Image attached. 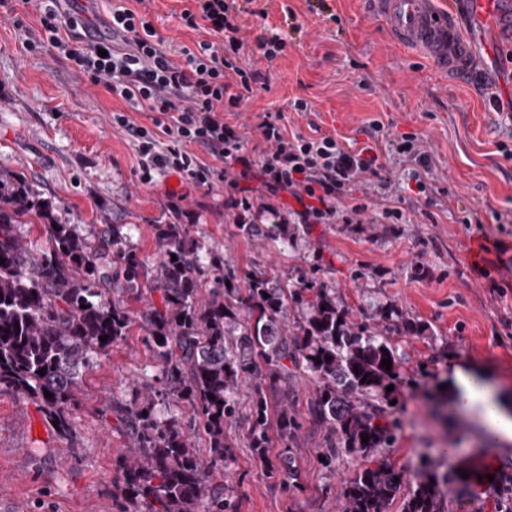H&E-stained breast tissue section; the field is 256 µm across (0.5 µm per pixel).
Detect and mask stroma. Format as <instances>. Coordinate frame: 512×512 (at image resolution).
Returning a JSON list of instances; mask_svg holds the SVG:
<instances>
[{
	"label": "stroma",
	"mask_w": 512,
	"mask_h": 512,
	"mask_svg": "<svg viewBox=\"0 0 512 512\" xmlns=\"http://www.w3.org/2000/svg\"><path fill=\"white\" fill-rule=\"evenodd\" d=\"M190 0H154L153 23L172 48L205 39L179 23ZM267 16L245 17L243 37L262 30L288 42L274 63L250 60L269 79L231 123L246 127L247 148L259 146L256 113L282 112L290 134L336 136L349 150L372 146L391 187L351 224H303L292 244L281 228L243 234L224 185L206 189L154 173L143 181L132 138L113 128L111 114L126 110L103 85L77 77L70 63L27 43L39 27L0 15V168L17 171L54 206L59 223L75 225L88 240L119 224L147 268L160 260L153 227L186 225L204 252L237 275L253 270L280 281L312 278L336 293L351 321H372L377 309L402 315L413 331L390 333L405 352L402 378L392 395L399 420L395 440L383 449L396 467L414 474L422 462L446 477V512H512V443L488 446L471 419L439 411L449 402L453 366L472 360L512 374V69L489 54L491 29L465 27L482 62V81L463 82L432 68L424 53L397 44L384 22L369 17L362 0H328L327 12H310L307 0H267ZM294 19L285 20L284 8ZM303 99L308 111L297 112ZM383 126L371 136L370 125ZM416 136L433 160L439 191L427 216L383 224L386 207H408L413 162L396 142ZM470 223H463V216ZM501 250H493L494 241ZM157 369L139 323L100 354L69 407L71 431L58 434L30 398L0 387V512H132L122 494L125 433L108 406L130 400L135 383ZM313 383L297 376L287 406L302 424L292 447L297 485L272 475L282 443L270 432L266 460L247 442L250 390L238 397V414L225 427L232 448L224 495L234 512H341L342 484L355 468L347 456L335 471L323 467V430L309 422ZM496 475L487 484L486 473Z\"/></svg>",
	"instance_id": "1"
}]
</instances>
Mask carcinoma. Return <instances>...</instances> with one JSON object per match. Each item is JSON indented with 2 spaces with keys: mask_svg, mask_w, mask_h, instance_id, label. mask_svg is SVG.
I'll use <instances>...</instances> for the list:
<instances>
[{
  "mask_svg": "<svg viewBox=\"0 0 512 512\" xmlns=\"http://www.w3.org/2000/svg\"><path fill=\"white\" fill-rule=\"evenodd\" d=\"M37 220L44 242L30 245L17 226ZM121 229L112 225L93 245L74 225L55 224L50 202L20 174L0 169V385L27 395L67 434L82 372L133 322L124 305L104 299L121 278L127 289L160 298L141 314L160 385L138 384L130 402L111 403L127 431L123 492L134 512H232L213 486L224 475V426L237 413L236 396L251 385L248 447L263 459L270 443L267 392L288 398L299 374L316 383L310 418L325 429L323 464L334 470L344 454L360 461L343 485V512H391L404 473L375 456L395 438L398 422L387 418L383 403L404 355L367 324L348 320L324 285L290 286L261 271L239 282L235 271L205 260L183 224L154 225L162 258L143 289L144 262L123 248ZM181 407L190 408L192 436L173 414ZM277 422L285 448L278 473L294 483L288 441L300 423L285 405ZM195 435L208 442L206 460ZM402 512H444L435 471L415 472Z\"/></svg>",
  "mask_w": 512,
  "mask_h": 512,
  "instance_id": "cac0c4a2",
  "label": "carcinoma"
}]
</instances>
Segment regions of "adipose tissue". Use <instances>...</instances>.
<instances>
[{
    "instance_id": "obj_1",
    "label": "adipose tissue",
    "mask_w": 512,
    "mask_h": 512,
    "mask_svg": "<svg viewBox=\"0 0 512 512\" xmlns=\"http://www.w3.org/2000/svg\"><path fill=\"white\" fill-rule=\"evenodd\" d=\"M453 378L458 393L452 412L467 414L479 410L480 421L490 439L512 441V412L497 400L483 371L457 366L453 369Z\"/></svg>"
}]
</instances>
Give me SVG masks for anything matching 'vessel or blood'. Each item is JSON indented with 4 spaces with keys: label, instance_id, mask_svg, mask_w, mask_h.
I'll list each match as a JSON object with an SVG mask.
<instances>
[{
    "label": "vessel or blood",
    "instance_id": "b4317fda",
    "mask_svg": "<svg viewBox=\"0 0 512 512\" xmlns=\"http://www.w3.org/2000/svg\"><path fill=\"white\" fill-rule=\"evenodd\" d=\"M368 9L380 16L395 42L413 45L426 54L440 72L477 78L478 66L459 37L455 17L439 12L431 0H366Z\"/></svg>",
    "mask_w": 512,
    "mask_h": 512
}]
</instances>
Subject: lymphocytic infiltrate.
Wrapping results in <instances>:
<instances>
[{
  "mask_svg": "<svg viewBox=\"0 0 512 512\" xmlns=\"http://www.w3.org/2000/svg\"><path fill=\"white\" fill-rule=\"evenodd\" d=\"M20 2L39 19L40 46L65 56L79 75L129 105V112L112 114V125L133 138L144 174L173 170L203 186L221 182L233 189L239 179L256 177L254 194L232 200L239 223L349 224L368 209L351 201L359 176L388 189L384 167L368 149L345 150L331 135H288L279 112L260 113L254 126L266 150L256 156L245 150L242 132L225 116L269 87L245 59L257 54L271 63L287 47L272 32L243 39V19L253 14L255 0H193L180 22L208 37L177 49L165 46L152 23L153 0H112L106 44L92 39L88 19L62 14L57 0ZM133 110L146 113L150 125L132 122ZM229 162L239 164L238 178L229 177ZM283 193L293 200L285 212L271 203Z\"/></svg>",
  "mask_w": 512,
  "mask_h": 512,
  "instance_id": "f902f5d3",
  "label": "lymphocytic infiltrate"
}]
</instances>
